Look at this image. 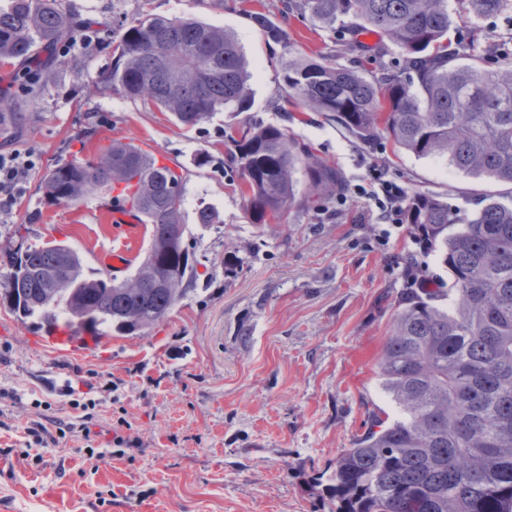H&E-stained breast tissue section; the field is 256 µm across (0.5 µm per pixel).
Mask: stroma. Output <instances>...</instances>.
Wrapping results in <instances>:
<instances>
[{"label": "stroma", "instance_id": "stroma-1", "mask_svg": "<svg viewBox=\"0 0 512 512\" xmlns=\"http://www.w3.org/2000/svg\"><path fill=\"white\" fill-rule=\"evenodd\" d=\"M118 25L149 11L191 17L239 41L252 72L254 104L187 128L169 113L100 84L111 64L104 41L81 66H59L44 90L26 95L0 122V152H36L8 214L0 250L29 241L64 242L87 272L104 269L97 249L110 230L90 220L96 199L46 206L39 184L60 157L110 140L150 147L187 177L185 242L198 276L148 335L100 339L85 355L55 354L36 318L0 304V505L9 512H336L329 487L337 456L394 415L380 392L377 362L403 286L405 258L446 277L436 254L408 225L380 223L367 198L289 209L283 223L248 218L240 176L224 162L226 125L247 120L288 129L345 186L381 178L462 205L481 181L407 154L386 139L365 145L316 112L284 101L281 62L327 52L334 32L283 0H62ZM265 12L284 31L268 44L252 19ZM216 215L199 223L197 212ZM70 431L36 442L54 420ZM90 435H83V428ZM136 440L119 447L115 436Z\"/></svg>", "mask_w": 512, "mask_h": 512}]
</instances>
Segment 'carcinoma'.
Instances as JSON below:
<instances>
[{
  "instance_id": "carcinoma-1",
  "label": "carcinoma",
  "mask_w": 512,
  "mask_h": 512,
  "mask_svg": "<svg viewBox=\"0 0 512 512\" xmlns=\"http://www.w3.org/2000/svg\"><path fill=\"white\" fill-rule=\"evenodd\" d=\"M283 7L338 33L329 52L282 63L289 103L322 113L363 144L384 137L397 154L512 185V52H502L508 42L493 44L478 32L484 18L512 15V0H286ZM457 18L476 29L465 58L448 49ZM253 21L268 42L283 41L266 14L254 13ZM94 25L95 15L64 10L59 0H11L0 9V67L25 62L17 84L40 86L60 47ZM360 31L378 36L380 55L396 47L401 67L369 72L338 64L370 52L356 38ZM109 47L112 66L103 78L112 90L186 127L252 108L249 63L222 29L145 13L123 22ZM224 138L225 164L239 170L255 224H278L293 205L343 189L336 168L285 129L241 121ZM301 180L307 192L299 199ZM185 182L133 141L59 159L40 185L45 204L115 191L150 225L148 247L134 273L115 282L87 275L67 245L21 246L10 255L0 302L48 330L63 325L77 334L104 325L147 334L197 276L184 246ZM401 210L448 270V291L415 287L423 270L405 260L409 287L400 292L377 371L398 414L336 459V512H512V193H485L467 212L414 190ZM159 278L163 285L149 286Z\"/></svg>"
}]
</instances>
